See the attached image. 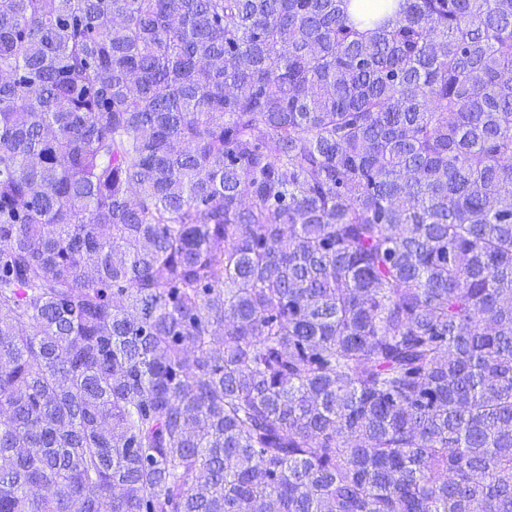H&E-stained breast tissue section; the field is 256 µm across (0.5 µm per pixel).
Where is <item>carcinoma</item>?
Here are the masks:
<instances>
[{"instance_id":"obj_1","label":"carcinoma","mask_w":512,"mask_h":512,"mask_svg":"<svg viewBox=\"0 0 512 512\" xmlns=\"http://www.w3.org/2000/svg\"><path fill=\"white\" fill-rule=\"evenodd\" d=\"M0 0V512H512V0Z\"/></svg>"}]
</instances>
